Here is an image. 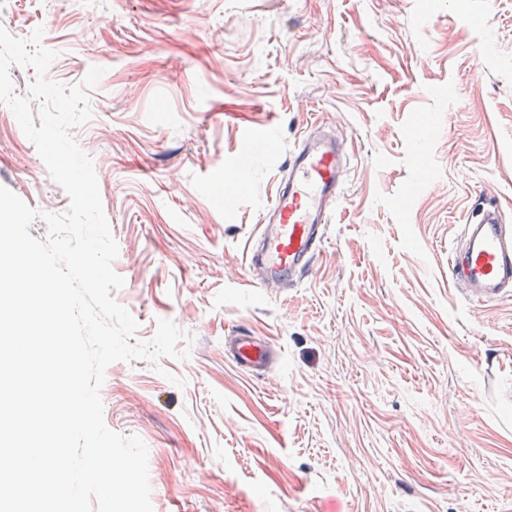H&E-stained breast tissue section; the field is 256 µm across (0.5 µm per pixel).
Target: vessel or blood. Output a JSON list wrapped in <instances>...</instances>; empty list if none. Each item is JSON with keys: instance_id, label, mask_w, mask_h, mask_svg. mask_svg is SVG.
<instances>
[{"instance_id": "1", "label": "vessel or blood", "mask_w": 512, "mask_h": 512, "mask_svg": "<svg viewBox=\"0 0 512 512\" xmlns=\"http://www.w3.org/2000/svg\"><path fill=\"white\" fill-rule=\"evenodd\" d=\"M348 160L335 133L317 126L304 133L287 161L288 174L247 246L252 287L292 288L311 273L338 207ZM462 244L448 258L458 296L472 305L512 298V225L497 203H485L460 226ZM278 347L245 330L224 338V358L255 375L265 374Z\"/></svg>"}]
</instances>
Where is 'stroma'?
<instances>
[{
	"mask_svg": "<svg viewBox=\"0 0 512 512\" xmlns=\"http://www.w3.org/2000/svg\"><path fill=\"white\" fill-rule=\"evenodd\" d=\"M49 79L82 82L71 134L94 163L124 279L115 300L190 357L116 362L113 431L148 448L154 512H512V300L448 282L457 224L512 214V0H11ZM276 155L245 183L247 127ZM345 140L333 228L297 287L254 291L245 243L311 122ZM0 185L62 213L34 143L0 119ZM247 329L281 358L224 360ZM183 386L166 380V373Z\"/></svg>",
	"mask_w": 512,
	"mask_h": 512,
	"instance_id": "stroma-1",
	"label": "stroma"
}]
</instances>
